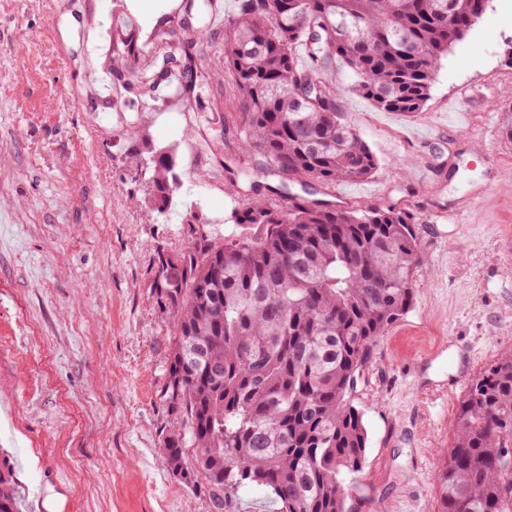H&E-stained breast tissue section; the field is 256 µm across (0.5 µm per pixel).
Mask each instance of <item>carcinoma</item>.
Here are the masks:
<instances>
[{
	"mask_svg": "<svg viewBox=\"0 0 512 512\" xmlns=\"http://www.w3.org/2000/svg\"><path fill=\"white\" fill-rule=\"evenodd\" d=\"M224 73L243 108L242 149L260 171L316 189L365 180L379 161L336 107L330 67L387 112L415 116L443 56L487 0H236ZM116 61L142 54L133 37ZM308 51L301 65L296 49ZM150 208L166 215L181 186L176 150L144 136ZM247 203L229 221L244 232L199 231L159 256L157 287L174 336L163 401L178 429L162 460L181 485L264 488L277 512H352L344 475L362 470L368 433L354 397L379 339L411 310L422 253L415 218L394 206L339 208L264 187L236 163ZM454 440L437 476L436 512H512V356L490 365L459 402ZM194 456H188V451ZM10 461L0 458V512H21Z\"/></svg>",
	"mask_w": 512,
	"mask_h": 512,
	"instance_id": "carcinoma-1",
	"label": "carcinoma"
}]
</instances>
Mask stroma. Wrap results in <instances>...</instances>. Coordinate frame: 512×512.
Listing matches in <instances>:
<instances>
[{
  "mask_svg": "<svg viewBox=\"0 0 512 512\" xmlns=\"http://www.w3.org/2000/svg\"><path fill=\"white\" fill-rule=\"evenodd\" d=\"M0 0V448L25 503L44 512H212L161 461L176 420L161 398L173 316L157 287L158 255L190 237L181 207L147 205L151 171L130 136L178 146L180 192L218 237L238 234L241 205L222 179L242 153L240 103L224 73V33L193 50L198 101L121 104L108 124L81 88L84 65L106 69L84 28L132 15L154 67L161 33L184 0ZM512 0H490L441 60L423 112L378 110L335 66L340 112L379 160L369 179L341 182L337 205H393L417 215L425 263L410 312L378 342L355 404L368 432L353 477L356 512H435L436 475L452 446L458 404L484 370L512 355ZM470 90L466 131L450 128L448 99ZM222 154L192 156L203 138ZM440 356L425 364L424 354ZM469 349L465 384L428 390Z\"/></svg>",
  "mask_w": 512,
  "mask_h": 512,
  "instance_id": "obj_1",
  "label": "stroma"
}]
</instances>
